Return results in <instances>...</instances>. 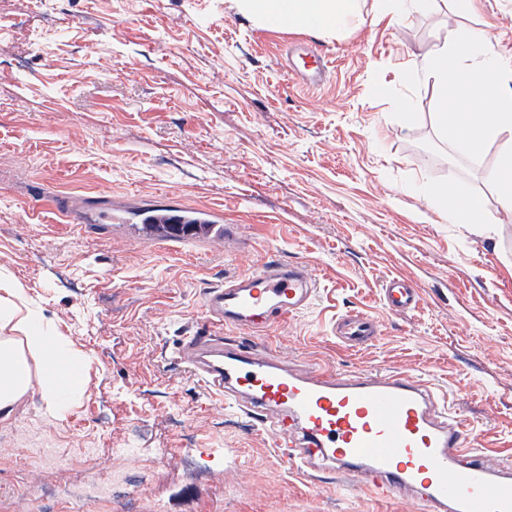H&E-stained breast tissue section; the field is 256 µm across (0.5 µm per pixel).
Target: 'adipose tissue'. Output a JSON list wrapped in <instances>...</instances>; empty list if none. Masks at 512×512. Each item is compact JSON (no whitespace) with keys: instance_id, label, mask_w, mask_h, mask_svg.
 <instances>
[{"instance_id":"1","label":"adipose tissue","mask_w":512,"mask_h":512,"mask_svg":"<svg viewBox=\"0 0 512 512\" xmlns=\"http://www.w3.org/2000/svg\"><path fill=\"white\" fill-rule=\"evenodd\" d=\"M240 8L268 26L305 28L326 35L360 30L369 14L390 17L427 7L428 0H238ZM432 81L435 123L466 156L482 158L497 147L489 179L500 209L512 214V60L498 53L487 30L437 40L410 66ZM419 194L441 218L480 228V198L456 183L422 182ZM89 358L76 355L52 332L42 308L24 289L0 285V417L9 418L23 399L39 394L48 413L59 411L61 391L80 392Z\"/></svg>"}]
</instances>
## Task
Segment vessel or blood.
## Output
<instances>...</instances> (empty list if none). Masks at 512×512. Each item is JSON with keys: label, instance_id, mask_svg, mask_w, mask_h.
Listing matches in <instances>:
<instances>
[{"label": "vessel or blood", "instance_id": "vessel-or-blood-1", "mask_svg": "<svg viewBox=\"0 0 512 512\" xmlns=\"http://www.w3.org/2000/svg\"><path fill=\"white\" fill-rule=\"evenodd\" d=\"M299 75L319 85L325 55L312 51ZM317 288L308 265L272 260L261 269L207 289V327L183 338L177 360L225 404L265 429L304 474L338 475L346 491L373 488L409 497L423 512H512V460L468 444L464 420L427 380L403 372L351 374L282 361L261 342L225 336L223 327L263 332L307 309ZM383 300L395 313L415 310L421 295L391 279ZM378 334L373 318L340 317L336 335L360 347Z\"/></svg>", "mask_w": 512, "mask_h": 512}]
</instances>
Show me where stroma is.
Listing matches in <instances>:
<instances>
[{
    "label": "stroma",
    "instance_id": "obj_1",
    "mask_svg": "<svg viewBox=\"0 0 512 512\" xmlns=\"http://www.w3.org/2000/svg\"><path fill=\"white\" fill-rule=\"evenodd\" d=\"M0 28V275L91 359L62 416L33 395L0 421L7 512H39L44 492L90 475L130 480L139 512H418L297 473L177 362L206 289L272 259L307 263L318 283L309 308L266 329L280 357L422 376L472 447L512 457V216L486 178L497 151L451 150L431 81L409 70L439 37L478 29L512 58V0L467 16L432 0L340 39L266 27L236 0H0ZM306 47L328 61L315 89L289 73ZM424 180L478 195L493 235L443 220L417 195ZM168 200L232 234L163 244L99 221L101 204ZM396 277L420 289L416 310L386 309ZM350 312L376 321L374 342L337 338ZM34 448L59 464H34Z\"/></svg>",
    "mask_w": 512,
    "mask_h": 512
}]
</instances>
